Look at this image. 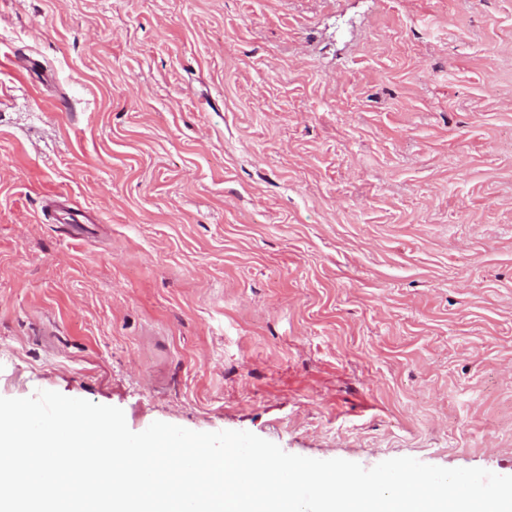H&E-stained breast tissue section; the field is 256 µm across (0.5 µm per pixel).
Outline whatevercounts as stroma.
I'll return each mask as SVG.
<instances>
[{"label":"stroma","mask_w":512,"mask_h":512,"mask_svg":"<svg viewBox=\"0 0 512 512\" xmlns=\"http://www.w3.org/2000/svg\"><path fill=\"white\" fill-rule=\"evenodd\" d=\"M512 476V0H0V397Z\"/></svg>","instance_id":"1"}]
</instances>
